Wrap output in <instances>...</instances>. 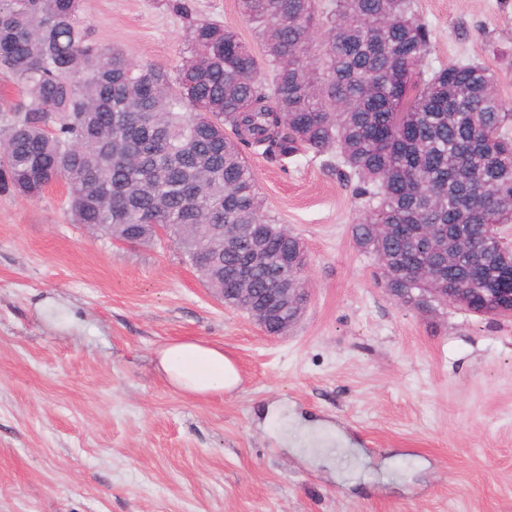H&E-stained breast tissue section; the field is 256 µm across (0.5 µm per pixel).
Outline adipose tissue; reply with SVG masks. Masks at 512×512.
<instances>
[{
	"label": "adipose tissue",
	"mask_w": 512,
	"mask_h": 512,
	"mask_svg": "<svg viewBox=\"0 0 512 512\" xmlns=\"http://www.w3.org/2000/svg\"><path fill=\"white\" fill-rule=\"evenodd\" d=\"M157 359L168 384L188 396L221 395L240 383L235 362L215 344L193 338L173 340L158 350Z\"/></svg>",
	"instance_id": "ef3b65f1"
}]
</instances>
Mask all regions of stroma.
Here are the masks:
<instances>
[{
  "label": "stroma",
  "mask_w": 512,
  "mask_h": 512,
  "mask_svg": "<svg viewBox=\"0 0 512 512\" xmlns=\"http://www.w3.org/2000/svg\"><path fill=\"white\" fill-rule=\"evenodd\" d=\"M80 0L91 41L175 74L192 21L260 43L237 0ZM422 67L475 63L512 113V0H416ZM302 242L307 307L269 336L170 241L73 223L64 182L0 190V512H512V318L391 299L339 157L248 154ZM223 346L241 383L191 398L155 351Z\"/></svg>",
  "instance_id": "1"
}]
</instances>
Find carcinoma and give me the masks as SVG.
Masks as SVG:
<instances>
[{
  "label": "carcinoma",
  "mask_w": 512,
  "mask_h": 512,
  "mask_svg": "<svg viewBox=\"0 0 512 512\" xmlns=\"http://www.w3.org/2000/svg\"><path fill=\"white\" fill-rule=\"evenodd\" d=\"M262 56L237 30L190 28L191 56L175 78L89 40L79 0H0V73L25 96L0 125V187L37 198L64 180L75 223L144 244L153 224L202 278L232 295L254 241L266 254L250 288L269 305L296 278L299 238L264 214L242 147L286 163L336 150L337 175L357 179L369 213L352 226L364 253L403 270L397 295L430 287L440 267L450 288H506L508 261L485 247L490 224H512V114L493 76L476 64L417 69L431 29L414 0H238ZM324 31L317 66L304 63ZM413 126L409 146L378 144L372 125ZM212 224H242L234 252ZM435 225L440 249L422 248Z\"/></svg>",
  "instance_id": "carcinoma-1"
}]
</instances>
